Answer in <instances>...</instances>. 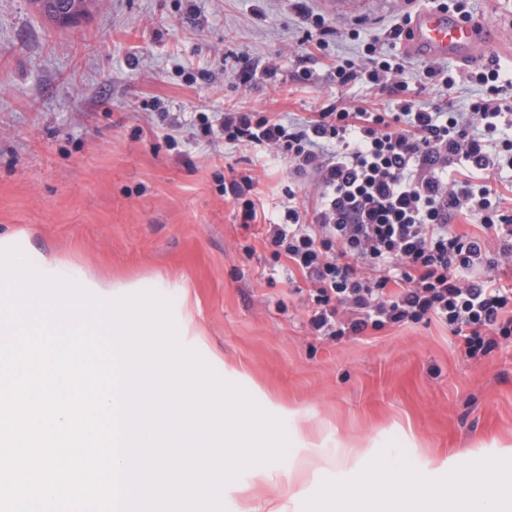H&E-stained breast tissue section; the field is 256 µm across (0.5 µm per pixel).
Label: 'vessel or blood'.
Instances as JSON below:
<instances>
[{
    "instance_id": "vessel-or-blood-1",
    "label": "vessel or blood",
    "mask_w": 512,
    "mask_h": 512,
    "mask_svg": "<svg viewBox=\"0 0 512 512\" xmlns=\"http://www.w3.org/2000/svg\"><path fill=\"white\" fill-rule=\"evenodd\" d=\"M410 29L407 47L423 58L451 56L462 60L487 55L491 48L486 30L477 23L457 20L433 8L418 10Z\"/></svg>"
}]
</instances>
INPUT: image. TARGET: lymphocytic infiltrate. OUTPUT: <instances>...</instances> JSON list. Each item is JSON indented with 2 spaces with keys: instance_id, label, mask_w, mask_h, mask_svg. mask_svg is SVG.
<instances>
[{
  "instance_id": "obj_1",
  "label": "lymphocytic infiltrate",
  "mask_w": 512,
  "mask_h": 512,
  "mask_svg": "<svg viewBox=\"0 0 512 512\" xmlns=\"http://www.w3.org/2000/svg\"><path fill=\"white\" fill-rule=\"evenodd\" d=\"M410 14L337 59V88L385 93V109L338 105L294 122L276 112H228L219 129L228 144L286 156L291 174L316 186L312 213L296 203L270 213L242 175L224 184L242 199L243 225L263 223L274 257L286 259L309 288V325L319 336H364L422 320L448 326L467 357L512 338V284L492 269L512 268V207L496 179L512 171V84L498 60L449 74L421 62L408 79ZM483 87L466 111L451 95L458 83ZM440 88L443 103L418 99ZM477 218L479 233L453 227Z\"/></svg>"
}]
</instances>
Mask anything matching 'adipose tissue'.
<instances>
[{
  "label": "adipose tissue",
  "mask_w": 512,
  "mask_h": 512,
  "mask_svg": "<svg viewBox=\"0 0 512 512\" xmlns=\"http://www.w3.org/2000/svg\"><path fill=\"white\" fill-rule=\"evenodd\" d=\"M346 465L354 490L341 491L320 484L311 512H512V474L505 476L484 464L476 483H434L427 470L404 477L393 467L364 463L362 453L351 449L339 456Z\"/></svg>",
  "instance_id": "1"
}]
</instances>
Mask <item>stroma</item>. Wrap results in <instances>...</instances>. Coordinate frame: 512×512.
<instances>
[{"mask_svg":"<svg viewBox=\"0 0 512 512\" xmlns=\"http://www.w3.org/2000/svg\"><path fill=\"white\" fill-rule=\"evenodd\" d=\"M470 6L512 77V0ZM307 7L325 20V50L289 0H92L75 27L0 0V236L103 280L165 279L172 313L189 305L205 332L215 373L260 407L296 411L287 435L309 430L310 449L290 443L275 470L342 443L407 473L498 455L512 446V343L471 359L434 320L313 335L301 277L272 259L259 227L243 228L224 179L251 175L271 205L314 188L275 154L196 139L204 118L231 108L300 122L338 101L386 105L380 92L337 88L332 65L359 55L405 0ZM303 57L307 83L295 78Z\"/></svg>","mask_w":512,"mask_h":512,"instance_id":"1","label":"stroma"}]
</instances>
